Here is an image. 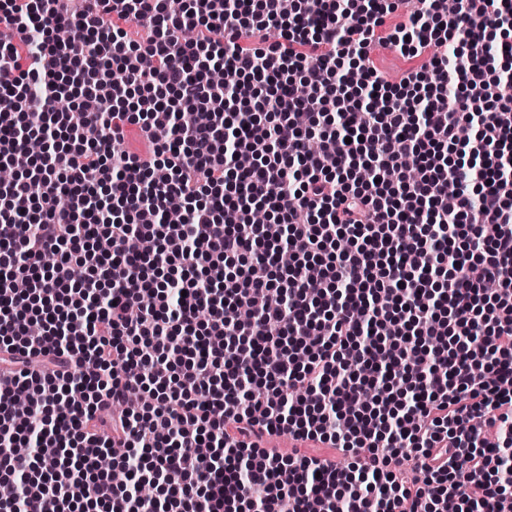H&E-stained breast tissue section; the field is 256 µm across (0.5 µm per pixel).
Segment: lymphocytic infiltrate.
<instances>
[{
    "instance_id": "1",
    "label": "lymphocytic infiltrate",
    "mask_w": 512,
    "mask_h": 512,
    "mask_svg": "<svg viewBox=\"0 0 512 512\" xmlns=\"http://www.w3.org/2000/svg\"><path fill=\"white\" fill-rule=\"evenodd\" d=\"M0 24V163L44 143L0 185V512H512V0H0ZM375 43L433 55L393 85ZM138 231L152 251L113 250ZM281 432L356 459L262 447ZM117 443L121 483L95 474Z\"/></svg>"
}]
</instances>
